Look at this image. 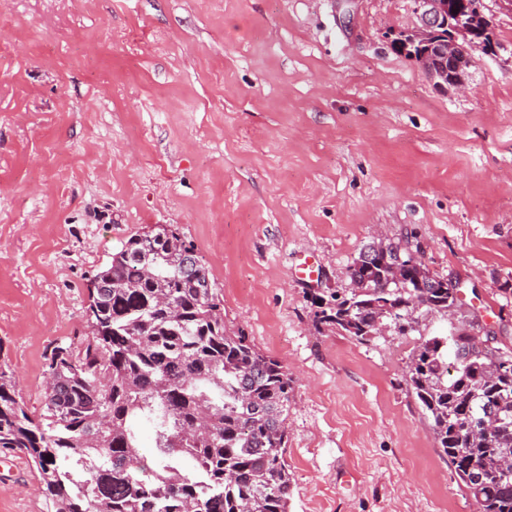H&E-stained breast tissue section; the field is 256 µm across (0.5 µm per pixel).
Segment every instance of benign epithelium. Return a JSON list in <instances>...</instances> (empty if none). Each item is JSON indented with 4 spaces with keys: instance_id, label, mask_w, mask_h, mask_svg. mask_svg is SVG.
<instances>
[{
    "instance_id": "1",
    "label": "benign epithelium",
    "mask_w": 512,
    "mask_h": 512,
    "mask_svg": "<svg viewBox=\"0 0 512 512\" xmlns=\"http://www.w3.org/2000/svg\"><path fill=\"white\" fill-rule=\"evenodd\" d=\"M449 10L448 0H414L418 24L410 31V40L437 45L436 53L420 55L418 63L426 74L439 78L437 87L461 90L465 86L462 72L474 63L473 52L492 53L494 26L480 0H471L467 16L453 25L442 20ZM440 26L449 28L446 41L438 39Z\"/></svg>"
}]
</instances>
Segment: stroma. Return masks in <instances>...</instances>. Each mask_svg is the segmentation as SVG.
Returning <instances> with one entry per match:
<instances>
[{
	"label": "stroma",
	"instance_id": "obj_1",
	"mask_svg": "<svg viewBox=\"0 0 512 512\" xmlns=\"http://www.w3.org/2000/svg\"><path fill=\"white\" fill-rule=\"evenodd\" d=\"M483 2L497 53L444 91L387 39L413 0H0V365L28 408L98 268L167 224L294 379L290 512H476L406 373L474 315L512 350V12ZM380 233L463 306L361 345L317 301ZM0 512H43L24 455Z\"/></svg>",
	"mask_w": 512,
	"mask_h": 512
}]
</instances>
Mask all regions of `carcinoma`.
Segmentation results:
<instances>
[{
  "mask_svg": "<svg viewBox=\"0 0 512 512\" xmlns=\"http://www.w3.org/2000/svg\"><path fill=\"white\" fill-rule=\"evenodd\" d=\"M158 232L128 236L93 277L90 332L82 348L47 355L39 411L0 366V448L36 468L46 512H288L293 379L224 323L207 268L186 261L176 230L165 242ZM410 255L401 241L363 248L348 266L351 288L320 301L318 322L368 345L378 323L404 335L417 310L455 306L445 278L406 265ZM480 332L422 342L406 384L477 512H512V466L502 465L512 455V352ZM503 362L511 367L486 375Z\"/></svg>",
  "mask_w": 512,
  "mask_h": 512,
  "instance_id": "obj_1",
  "label": "carcinoma"
}]
</instances>
